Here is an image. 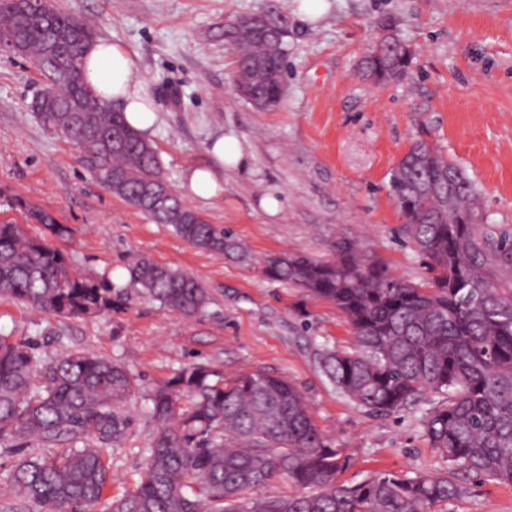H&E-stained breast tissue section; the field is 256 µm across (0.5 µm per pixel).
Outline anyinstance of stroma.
<instances>
[{"instance_id":"35a3bbf8","label":"stroma","mask_w":512,"mask_h":512,"mask_svg":"<svg viewBox=\"0 0 512 512\" xmlns=\"http://www.w3.org/2000/svg\"><path fill=\"white\" fill-rule=\"evenodd\" d=\"M98 35L124 44L161 121L150 134L166 180L179 188L189 166L210 162L212 139L237 141L246 163L225 168L224 195L196 209L229 229L243 260L203 251L99 184L82 150L31 111L43 77L0 50V222L26 224L25 205L72 228L62 248L75 274L128 282L139 254L197 277L210 296L187 318L138 296L89 320L40 313L0 298V334L36 341L54 359L87 350L125 365L145 387L192 362L225 380L263 370L304 391L319 428L346 448L355 483L386 469L435 472L444 464L416 409L376 417L338 394L320 374L315 347L351 345L336 308L268 279L262 261L282 251L332 255L337 237L355 240L402 280L428 285L423 260L398 235L389 194L392 168L419 140L453 157L480 188L489 223L512 227V0H328L308 22L301 0H50ZM269 12L288 30L285 95L260 111L235 94V59L224 39L233 20ZM412 49L405 76L367 77L361 62L385 27ZM273 197L277 214L261 203ZM144 404L124 442L110 448L112 492L134 489L149 446ZM465 494L448 512H512V486L460 475Z\"/></svg>"}]
</instances>
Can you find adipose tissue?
<instances>
[{"instance_id":"ef3b65f1","label":"adipose tissue","mask_w":512,"mask_h":512,"mask_svg":"<svg viewBox=\"0 0 512 512\" xmlns=\"http://www.w3.org/2000/svg\"><path fill=\"white\" fill-rule=\"evenodd\" d=\"M88 82L96 93L116 104L126 122L142 134H150L159 121V109L152 95L138 77L132 53L122 44L100 37L89 46L82 63ZM208 165L186 167L180 189L186 199L207 202L224 192L225 167H240L244 154L231 139L215 138L209 148Z\"/></svg>"}]
</instances>
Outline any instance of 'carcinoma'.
<instances>
[{
  "label": "carcinoma",
  "instance_id": "carcinoma-1",
  "mask_svg": "<svg viewBox=\"0 0 512 512\" xmlns=\"http://www.w3.org/2000/svg\"><path fill=\"white\" fill-rule=\"evenodd\" d=\"M3 32L24 44L28 61L49 80L56 110L45 112L35 100L42 122L84 143L101 184L193 247L246 257L231 233L175 193L156 149L122 113L104 100L99 110L83 111L93 88L82 58L94 30L60 10L49 9L45 22L0 0ZM287 37L271 15L261 34L245 17L225 25L232 79L259 110L284 95ZM412 60L378 43L364 68L384 83L404 76ZM149 188L163 191L162 201L145 197ZM389 189L404 218L401 236L433 273L430 286L401 280L346 237L327 259L270 254L263 272L342 314L354 342L317 350L323 376L373 416L424 407L423 431L445 471L385 470L340 482L351 456L319 429L296 384L263 371L226 382L210 365L191 363L144 390L121 363L84 350L49 361L31 341L0 335V445L43 449L0 478L14 496L4 512H96L106 496L109 512H448L464 492L455 480L460 472L512 485V229L468 223L465 214L482 211L479 188L425 142L396 163ZM28 214L51 236L70 237L48 214ZM127 271L124 291L105 277L73 276L47 236L0 223L1 298L86 319L122 309L130 289L189 318L210 302L199 280L178 268L139 256ZM138 397L149 402V451L136 490L114 496L104 455L125 439ZM280 482L297 492H274Z\"/></svg>",
  "mask_w": 512,
  "mask_h": 512
}]
</instances>
